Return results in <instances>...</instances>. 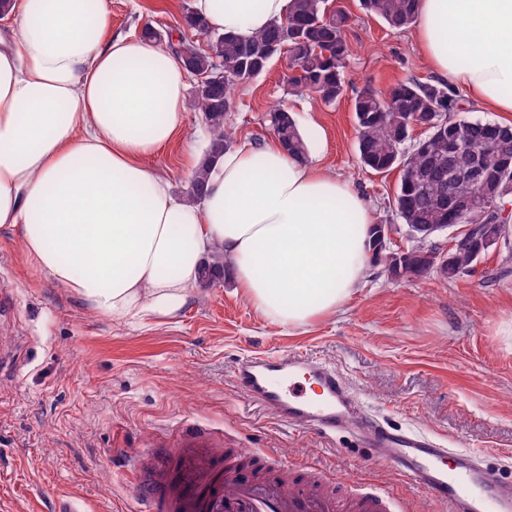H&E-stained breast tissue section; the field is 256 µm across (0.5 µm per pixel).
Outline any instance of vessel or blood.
Segmentation results:
<instances>
[{
	"label": "vessel or blood",
	"instance_id": "vessel-or-blood-1",
	"mask_svg": "<svg viewBox=\"0 0 512 512\" xmlns=\"http://www.w3.org/2000/svg\"><path fill=\"white\" fill-rule=\"evenodd\" d=\"M234 382L250 401L288 425L324 435L352 428L375 458L389 461L407 482L448 512H512V484L457 461L421 433L398 434L371 419L349 394L335 369L298 350L240 357ZM219 432L200 426L178 436L179 476L163 461H137L135 493L144 512H402L388 491L347 495L336 481L309 467L268 471L267 452L228 448L217 452Z\"/></svg>",
	"mask_w": 512,
	"mask_h": 512
}]
</instances>
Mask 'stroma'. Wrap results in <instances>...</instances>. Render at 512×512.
<instances>
[{
	"label": "stroma",
	"mask_w": 512,
	"mask_h": 512,
	"mask_svg": "<svg viewBox=\"0 0 512 512\" xmlns=\"http://www.w3.org/2000/svg\"><path fill=\"white\" fill-rule=\"evenodd\" d=\"M349 16L351 53L345 92L335 104L290 94L289 70L275 58L238 87L228 124L235 136H271L265 115L288 107L309 155L354 186L382 224L395 223L397 172L362 167L351 100L436 75L411 30H395L366 14L359 0H335ZM191 0H109L111 31L168 32ZM204 123L190 112L182 136L155 159L187 192L188 152L204 153ZM0 308L5 335L18 342L0 365V512H52L75 493L94 512H139L132 457L172 447L181 428L223 431L229 447L264 448L288 463L315 466L352 490L384 488L409 512H445L387 464L371 459L350 432L320 435L291 427L245 399L231 380L240 356L294 346L334 367L365 411L385 427L413 429L453 449L483 454L512 481V254L482 256L455 279L438 274L395 279L369 265L335 315L286 330L265 319L232 282L199 291L174 319L149 313L116 322L93 314L73 294L39 278L15 234L0 231Z\"/></svg>",
	"instance_id": "obj_1"
}]
</instances>
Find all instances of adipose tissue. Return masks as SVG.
Here are the masks:
<instances>
[{
  "label": "adipose tissue",
  "mask_w": 512,
  "mask_h": 512,
  "mask_svg": "<svg viewBox=\"0 0 512 512\" xmlns=\"http://www.w3.org/2000/svg\"><path fill=\"white\" fill-rule=\"evenodd\" d=\"M294 0H192L248 41ZM0 229L34 273L116 321L172 316L222 251L260 314L294 329L335 314L365 277L375 217L352 185L239 138L206 193L174 192L151 160L184 131L191 78L169 47L108 36L109 0H13L0 14ZM413 37L436 74L512 112V0H419Z\"/></svg>",
  "instance_id": "1"
}]
</instances>
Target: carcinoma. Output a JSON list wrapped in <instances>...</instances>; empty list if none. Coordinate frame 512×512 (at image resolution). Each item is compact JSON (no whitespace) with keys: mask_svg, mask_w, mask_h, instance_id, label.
Returning a JSON list of instances; mask_svg holds the SVG:
<instances>
[{"mask_svg":"<svg viewBox=\"0 0 512 512\" xmlns=\"http://www.w3.org/2000/svg\"><path fill=\"white\" fill-rule=\"evenodd\" d=\"M417 2L360 0V6L391 28L402 30L416 21ZM347 22L345 11L329 9L328 0H295L291 15L272 23L252 40L240 42L209 31L201 18L187 10L181 23L207 38L205 49L181 34L175 43L186 68L211 76L197 84L192 98L194 110L202 114L210 132L204 162L213 161L234 142L228 130L229 116L236 108L234 89L261 75L285 47L288 68L298 71L288 77L290 91L295 95L314 94L328 105L335 103L343 93L342 67L349 56L344 35ZM453 102L445 84L416 80L398 82L384 92L367 88L352 99L360 163L376 173L399 172L394 212L416 241L406 248L388 246L381 250L377 247L381 228L374 225L370 262L394 278L421 277L435 269L452 280L488 253L505 233L506 225L489 214L479 224L469 219L457 222L462 230L457 232V245L449 259L421 245L448 229V189L458 182L459 172L449 158L450 144L467 148V154L461 157L466 162L470 156L482 153L490 133L484 121L454 116ZM268 121L289 154L308 159V144L288 108H272ZM416 124L428 129L409 149L406 143ZM500 133L497 154L512 160V126H500ZM222 278L224 254L216 252L201 272L200 285Z\"/></svg>","mask_w":512,"mask_h":512,"instance_id":"cac0c4a2","label":"carcinoma"}]
</instances>
